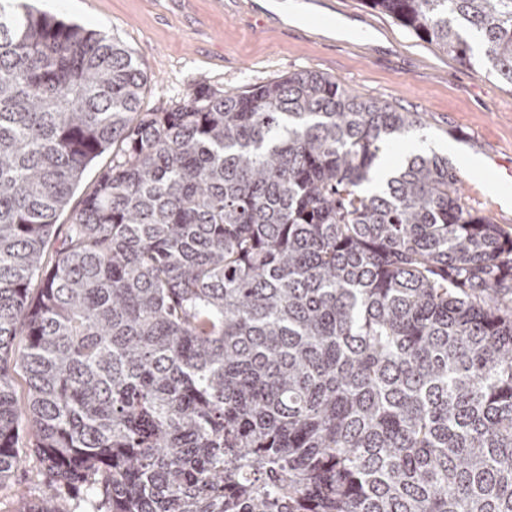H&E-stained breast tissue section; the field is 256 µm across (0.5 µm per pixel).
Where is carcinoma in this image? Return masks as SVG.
<instances>
[{"label":"carcinoma","mask_w":512,"mask_h":512,"mask_svg":"<svg viewBox=\"0 0 512 512\" xmlns=\"http://www.w3.org/2000/svg\"><path fill=\"white\" fill-rule=\"evenodd\" d=\"M367 3L512 85V0ZM147 84L0 0V481L25 422L45 475L19 512H512V232L445 156L366 190L420 113L312 71L166 112ZM112 165V150L109 149L98 156L95 161L85 170L78 190L70 200L68 207L60 214L57 224L64 231L71 223L73 214L81 207V201L85 194L94 188L98 172Z\"/></svg>","instance_id":"carcinoma-1"}]
</instances>
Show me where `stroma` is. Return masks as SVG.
<instances>
[{"instance_id":"1","label":"stroma","mask_w":512,"mask_h":512,"mask_svg":"<svg viewBox=\"0 0 512 512\" xmlns=\"http://www.w3.org/2000/svg\"><path fill=\"white\" fill-rule=\"evenodd\" d=\"M68 22L116 34L150 81L140 108L163 112L202 85L241 92L300 70L322 73L365 98L422 113L421 138L448 157L460 202L512 231V87L412 36L366 0H37ZM476 157L481 168L470 167ZM0 484V512L37 493L39 461L29 440Z\"/></svg>"}]
</instances>
